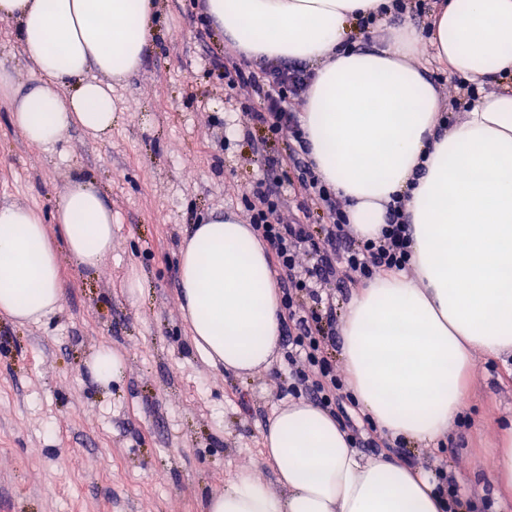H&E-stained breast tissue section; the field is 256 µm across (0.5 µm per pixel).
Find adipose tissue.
Wrapping results in <instances>:
<instances>
[{"label":"adipose tissue","mask_w":512,"mask_h":512,"mask_svg":"<svg viewBox=\"0 0 512 512\" xmlns=\"http://www.w3.org/2000/svg\"><path fill=\"white\" fill-rule=\"evenodd\" d=\"M157 0H0L41 83L16 93L0 73L13 125L50 147L74 128L109 135L113 83L152 43ZM217 31L246 57L307 63L302 125L319 178L348 202V222L375 236L393 198L406 200L414 275L391 271L358 288L340 323L347 387L391 436L437 442L462 411L475 354L512 352V0H436L427 35L391 28L381 47L347 45L350 23L386 28L391 0H206ZM468 81L500 91L446 125L442 99L414 59L423 48ZM96 78H88V71ZM97 272L112 251V207L72 178L50 217L0 207V317L28 324L63 299L58 248ZM178 298L196 352L248 374L281 337L267 249L249 225L210 214L178 256ZM261 455L281 487L243 469L204 512H446L447 495L407 464L368 458L336 418L299 402L276 410Z\"/></svg>","instance_id":"adipose-tissue-1"}]
</instances>
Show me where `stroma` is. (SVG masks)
<instances>
[{
	"mask_svg": "<svg viewBox=\"0 0 512 512\" xmlns=\"http://www.w3.org/2000/svg\"><path fill=\"white\" fill-rule=\"evenodd\" d=\"M160 34L138 70L116 82L108 138L69 131L51 147L30 144L0 99V206L50 216L64 185L95 178L112 206V251L95 277L60 252L63 301L38 322L0 318V512H204L237 470L275 485L260 454L273 411L292 402L288 342L270 366L246 375L205 364L178 300L186 228L209 212L247 222L244 199L265 158L287 138L264 141L237 90L224 82L227 42L206 34L193 0H159ZM0 21V70L20 88L41 75ZM139 274V302L125 282ZM126 357L124 376L101 385L98 347ZM463 410L436 445H397L380 434L363 456L427 470L446 461L460 512H512L492 480L498 430L512 418V355H477Z\"/></svg>",
	"mask_w": 512,
	"mask_h": 512,
	"instance_id": "stroma-1",
	"label": "stroma"
}]
</instances>
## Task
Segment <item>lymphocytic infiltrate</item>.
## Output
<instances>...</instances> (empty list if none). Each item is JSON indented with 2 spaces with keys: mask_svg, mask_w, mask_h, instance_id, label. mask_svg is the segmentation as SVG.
I'll return each mask as SVG.
<instances>
[{
  "mask_svg": "<svg viewBox=\"0 0 512 512\" xmlns=\"http://www.w3.org/2000/svg\"><path fill=\"white\" fill-rule=\"evenodd\" d=\"M224 77L244 99L259 97L262 107L250 114L269 137H287L288 162L306 197L321 204L332 218L321 234L297 218L287 194L278 185L254 190L246 208L255 235L274 252L282 272L281 307L288 322V363L295 371L293 392L307 394L330 413H345L347 393L327 356L334 339L322 322L333 316V298L325 294L341 270L357 281L373 278L377 271H402L410 261L409 228L403 222L404 205L387 207L386 223L375 238L360 239L348 224L343 202L316 176L309 160L305 132L292 110V102L312 79L305 66L285 62H260L258 69L241 68L233 54L224 56ZM312 262L302 265L301 255Z\"/></svg>",
  "mask_w": 512,
  "mask_h": 512,
  "instance_id": "1",
  "label": "lymphocytic infiltrate"
}]
</instances>
